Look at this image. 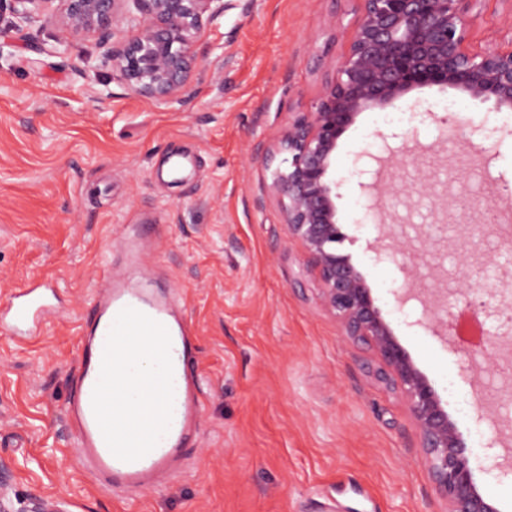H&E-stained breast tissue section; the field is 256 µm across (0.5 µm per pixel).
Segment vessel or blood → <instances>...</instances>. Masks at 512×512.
<instances>
[{"mask_svg":"<svg viewBox=\"0 0 512 512\" xmlns=\"http://www.w3.org/2000/svg\"><path fill=\"white\" fill-rule=\"evenodd\" d=\"M54 309L41 288H28L0 310V323L29 336ZM81 332L67 412L82 459L106 489L159 484L184 459L203 408L190 325L175 299L114 279L107 266ZM135 356L156 359L157 369L133 373Z\"/></svg>","mask_w":512,"mask_h":512,"instance_id":"1","label":"vessel or blood"}]
</instances>
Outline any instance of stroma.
<instances>
[{"mask_svg":"<svg viewBox=\"0 0 512 512\" xmlns=\"http://www.w3.org/2000/svg\"><path fill=\"white\" fill-rule=\"evenodd\" d=\"M356 17V0H233L197 45L193 96L167 104L113 80L95 37L66 35L51 21L0 39V307L37 277L58 294L37 334L0 329V459L14 466L19 502L51 495L68 512H443L404 401L368 374L370 351L322 307L269 190L266 148L295 113L310 111ZM511 27L502 0H482L467 45L483 51ZM454 97L425 87L392 109L415 113L430 174L500 212L501 197L512 196V112L461 102L459 116L484 122L499 146L488 166L460 177L448 171L445 125L426 114ZM374 118L363 113L336 152L340 249L440 395L456 388L447 409L483 472L481 490L512 512V480L499 472L512 465V402L498 399L487 420L474 412L478 397L501 387L498 370L512 354L496 345L512 338V322L481 314L495 343L468 361L457 337L467 298H449L428 323L430 293L392 295L405 275L373 259L384 232L415 244L447 237L438 259L420 263L427 285L432 262L455 269L459 232L434 227L431 197L386 198V210L407 219L389 230L366 212L355 154L375 155L370 178L418 175L390 156ZM142 216L159 226L142 265L166 270L167 292L195 332L204 410L182 472L104 491L80 459L65 405L105 263L137 280L119 227ZM511 237L501 221L498 238L471 252L491 284L512 283Z\"/></svg>","mask_w":512,"mask_h":512,"instance_id":"35a3bbf8","label":"stroma"}]
</instances>
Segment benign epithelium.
Segmentation results:
<instances>
[{
	"instance_id": "7a95c632",
	"label": "benign epithelium",
	"mask_w": 512,
	"mask_h": 512,
	"mask_svg": "<svg viewBox=\"0 0 512 512\" xmlns=\"http://www.w3.org/2000/svg\"><path fill=\"white\" fill-rule=\"evenodd\" d=\"M355 32L335 74L325 78L313 109L299 112L266 150L275 164L270 191L279 198L288 237L297 241L306 261L303 275L319 284L323 308L349 339L374 354L370 375L394 389L406 404L419 439L422 460L446 512H498L480 488L466 442L427 375L395 335L351 255L337 245L345 238L338 220L336 180L332 178L338 143L367 111L383 110L416 89L454 90L474 104L492 103L491 111H512V36L471 53L465 42L480 0H359ZM224 0H0V35L51 19L73 36H97L104 65L112 78L132 92L158 102L192 94L190 78L197 64L195 43L224 13ZM465 143L487 153L474 137L485 126L470 118L448 120ZM367 208L389 197L388 182L360 183ZM409 194L439 195L432 176L403 185ZM467 240L458 250L459 282L466 288L488 287L468 260V240L493 236L480 199L441 202ZM376 259H389L413 279L420 251L393 240L374 248ZM12 467L0 460V512L10 509L7 490Z\"/></svg>"
}]
</instances>
